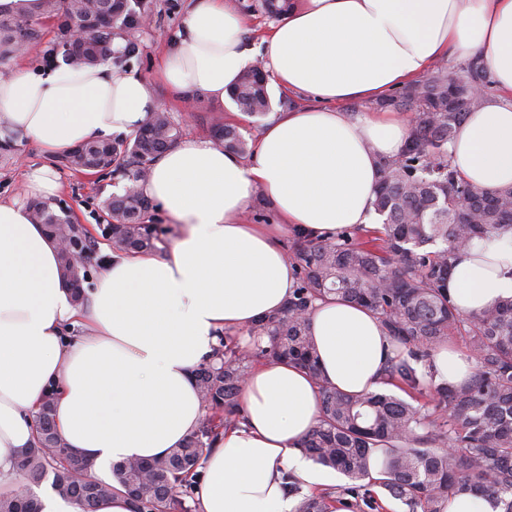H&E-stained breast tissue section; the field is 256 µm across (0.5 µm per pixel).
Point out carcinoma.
Masks as SVG:
<instances>
[{
	"label": "carcinoma",
	"instance_id": "carcinoma-1",
	"mask_svg": "<svg viewBox=\"0 0 512 512\" xmlns=\"http://www.w3.org/2000/svg\"><path fill=\"white\" fill-rule=\"evenodd\" d=\"M257 7L277 19L288 0H257ZM148 15L144 0H38V14L23 10L0 14V75L24 51V42L42 39L41 24L51 25L56 40L43 57L62 56L71 66L91 65L97 53L117 35H128ZM84 33L87 54L70 51L74 31ZM488 71L475 60L453 74L439 64L433 72L381 102L413 113L401 153L380 162L375 210L381 228L355 238L311 239L297 232L288 240L299 284L278 312L258 319L249 329L254 346L271 340L270 357L306 370L320 393L317 424L302 443L317 464L342 473L349 499L332 492L303 495L294 512H332L335 504L351 512H378L382 505L363 480L372 453L380 448L385 479L382 487L407 505L409 512H443L445 501L471 494L490 501L494 512H512V298L502 299L477 315L461 313L448 294L457 248L475 238L489 239L512 231V187L481 190L448 162V145L468 113L477 109L490 88ZM239 110L252 117L271 111L267 77L250 66L229 89ZM182 130L163 111L151 113L129 140L89 142L59 158L60 165L82 173H107L126 181L123 193L103 202L112 220V244L118 252L155 251L158 225L151 223V201L140 191L153 162L181 139ZM215 138L242 156L248 142L235 126L220 124ZM28 209L48 234L81 240L92 263L94 244L63 210L42 201ZM438 244L433 251L426 246ZM333 294L377 315L397 354L388 360L386 378L409 400L387 393L346 394L320 370L308 334L315 300ZM451 336L463 339L475 359L470 379L459 385L433 382L418 372L431 352ZM252 368L251 351L222 336L212 359L194 372L206 416L197 430L159 460H130L113 468L119 485L132 500L133 512H190L200 476L198 467L220 430L242 419L240 387ZM52 398L36 416L35 446L19 457L17 471L28 486L51 480L61 496L80 499L85 512L112 496L105 481L76 484L72 473L87 470L86 461L64 448L53 421ZM0 512H42L34 492L0 495Z\"/></svg>",
	"mask_w": 512,
	"mask_h": 512
}]
</instances>
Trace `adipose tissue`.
<instances>
[{"label":"adipose tissue","instance_id":"ef3b65f1","mask_svg":"<svg viewBox=\"0 0 512 512\" xmlns=\"http://www.w3.org/2000/svg\"><path fill=\"white\" fill-rule=\"evenodd\" d=\"M246 30L235 0H189L156 80L177 98L199 90L220 101L260 54L274 85L309 103L279 113L251 158L190 137L153 164L143 191L180 228L169 252L113 257L78 305L43 225L18 202L0 201L1 493L16 488L18 453L34 442L32 413L46 395L67 446L106 481L114 464L162 458L198 427L205 410L192 372L219 334L242 333L287 301L289 232L326 240L374 223L378 162L398 156L410 121L387 109L353 116L346 102L382 100L441 60L482 62L494 91L468 114L448 157L479 188L512 186V0H290L257 44ZM159 108L141 74L109 61L56 70L23 63L0 79V132L47 157L26 174L36 197L59 189L51 158L134 133ZM258 197L278 223L244 222ZM448 292L466 314L512 297V234L460 248ZM310 334L336 388L384 390L393 345L373 312L317 302ZM241 403L243 422L202 461L199 512H291L289 483L333 484L300 448L319 412L303 370L255 364Z\"/></svg>","mask_w":512,"mask_h":512}]
</instances>
